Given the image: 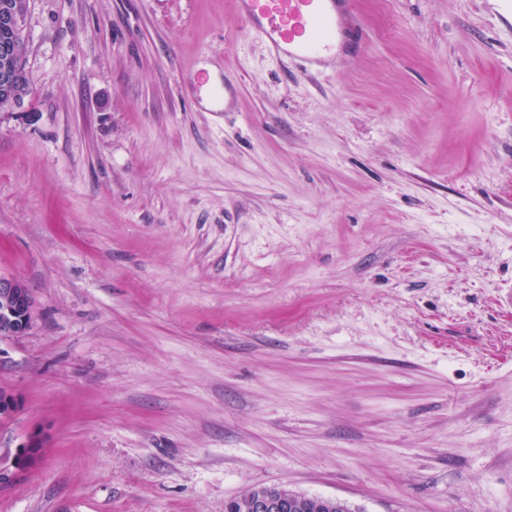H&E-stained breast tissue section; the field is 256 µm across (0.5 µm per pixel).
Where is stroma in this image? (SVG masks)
<instances>
[{
  "label": "stroma",
  "instance_id": "obj_1",
  "mask_svg": "<svg viewBox=\"0 0 512 512\" xmlns=\"http://www.w3.org/2000/svg\"><path fill=\"white\" fill-rule=\"evenodd\" d=\"M310 74L236 0H28L0 109V512H512V5L361 0ZM239 79L227 112L205 85ZM34 300L25 284L0 274V340L23 336L32 326ZM43 439L39 434H31L20 443L14 453L0 458V491L28 474L37 465ZM294 491L287 484L270 488L253 487L240 497V507L245 512H281Z\"/></svg>",
  "mask_w": 512,
  "mask_h": 512
}]
</instances>
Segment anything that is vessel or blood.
Segmentation results:
<instances>
[{"instance_id":"b4317fda","label":"vessel or blood","mask_w":512,"mask_h":512,"mask_svg":"<svg viewBox=\"0 0 512 512\" xmlns=\"http://www.w3.org/2000/svg\"><path fill=\"white\" fill-rule=\"evenodd\" d=\"M247 29L274 57L309 73L354 61L366 40L357 0H237Z\"/></svg>"}]
</instances>
